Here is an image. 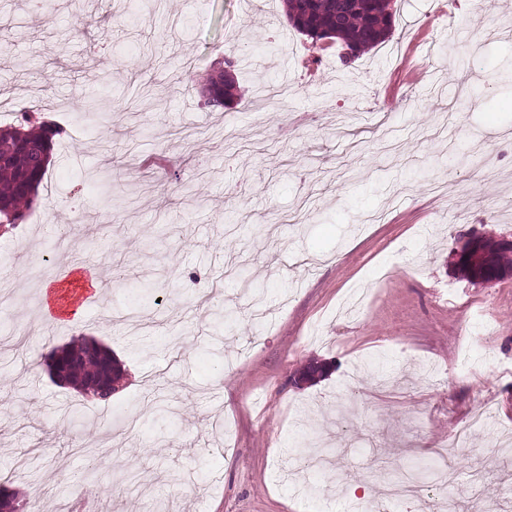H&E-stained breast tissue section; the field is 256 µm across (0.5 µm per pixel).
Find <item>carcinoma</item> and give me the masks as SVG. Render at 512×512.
<instances>
[{
    "label": "carcinoma",
    "mask_w": 512,
    "mask_h": 512,
    "mask_svg": "<svg viewBox=\"0 0 512 512\" xmlns=\"http://www.w3.org/2000/svg\"><path fill=\"white\" fill-rule=\"evenodd\" d=\"M285 7L289 23L301 34L327 45L341 42L345 63L383 44L393 27L391 0H285ZM233 68L234 61L226 57L207 74L204 94L210 106L224 108L233 99ZM62 137L61 127L29 111L0 128V225L12 229L37 208L54 145ZM67 352L70 384L85 391L91 383L110 381L112 392L100 401L112 400L122 372L103 347L85 338L67 346Z\"/></svg>",
    "instance_id": "carcinoma-1"
}]
</instances>
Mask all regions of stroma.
Returning a JSON list of instances; mask_svg holds the SVG:
<instances>
[{
  "label": "stroma",
  "instance_id": "1",
  "mask_svg": "<svg viewBox=\"0 0 512 512\" xmlns=\"http://www.w3.org/2000/svg\"><path fill=\"white\" fill-rule=\"evenodd\" d=\"M110 2L0 0V126L29 108L68 132L41 205L0 236L8 488L70 512L85 448L106 445L97 493L123 512H349L379 478L437 470L488 401L453 465L489 471L469 512H512V454L474 453L512 429V279L451 261L470 237L512 239V0H393L388 40L348 65L312 54L283 0ZM224 55L235 100L215 109L201 88ZM77 262L101 293L47 318L43 282ZM79 336L120 359L111 404L49 376ZM306 437L333 470L301 471Z\"/></svg>",
  "mask_w": 512,
  "mask_h": 512
}]
</instances>
